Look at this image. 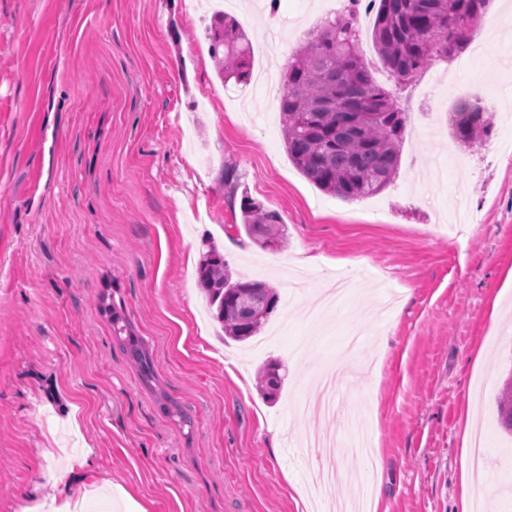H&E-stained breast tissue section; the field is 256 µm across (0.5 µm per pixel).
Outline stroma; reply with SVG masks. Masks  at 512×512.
I'll use <instances>...</instances> for the list:
<instances>
[{
  "label": "stroma",
  "instance_id": "1",
  "mask_svg": "<svg viewBox=\"0 0 512 512\" xmlns=\"http://www.w3.org/2000/svg\"><path fill=\"white\" fill-rule=\"evenodd\" d=\"M225 0H0V512H322L307 492L322 465L310 437L361 431L372 461L343 448L336 497L377 483L385 512H461L466 427L485 426L481 500L512 512V435L496 398L512 372V121L470 146V167L436 179L452 141L427 97L476 79L512 111V45L479 22L471 50L388 81L407 114L401 164L380 194H323L288 159L279 90L221 82L206 28ZM319 0L229 8L253 70L281 81L319 26ZM279 20L280 52L261 42ZM238 193L279 213L283 241L261 247L230 206ZM468 198L474 221L449 232ZM234 276L279 302L250 343L225 340L196 270L204 243ZM358 288L340 312L303 317L337 275ZM117 313L152 356L146 387L112 334ZM364 338L342 356L349 330ZM280 365L276 398L258 370ZM354 386L329 416L298 411L319 375ZM190 419L181 426L163 404ZM84 458L73 473L65 468Z\"/></svg>",
  "mask_w": 512,
  "mask_h": 512
}]
</instances>
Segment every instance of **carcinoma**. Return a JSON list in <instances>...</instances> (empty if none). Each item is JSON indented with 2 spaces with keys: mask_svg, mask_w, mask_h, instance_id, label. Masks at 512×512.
I'll list each match as a JSON object with an SVG mask.
<instances>
[{
  "mask_svg": "<svg viewBox=\"0 0 512 512\" xmlns=\"http://www.w3.org/2000/svg\"><path fill=\"white\" fill-rule=\"evenodd\" d=\"M489 2L379 0L371 38L383 66L395 80L406 82L433 59L458 55ZM358 35L352 12L325 20L288 62L279 101L289 159L317 189L346 202L372 197L392 183L406 125V113L366 66ZM208 40L221 79L248 83L252 51L239 23L225 14L216 16ZM451 129L457 142L472 146L490 136L493 121L485 109L458 103ZM240 215L246 234L262 245L270 237L279 238L278 212L244 196ZM205 247L199 285L224 335L244 342L275 311L278 294L264 283L233 279L224 256L209 243ZM112 333L143 383L150 385L155 379L151 355L115 311ZM281 384L277 364L260 372L266 396H273ZM496 411L499 424L512 435V374L500 390Z\"/></svg>",
  "mask_w": 512,
  "mask_h": 512,
  "instance_id": "cac0c4a2",
  "label": "carcinoma"
}]
</instances>
